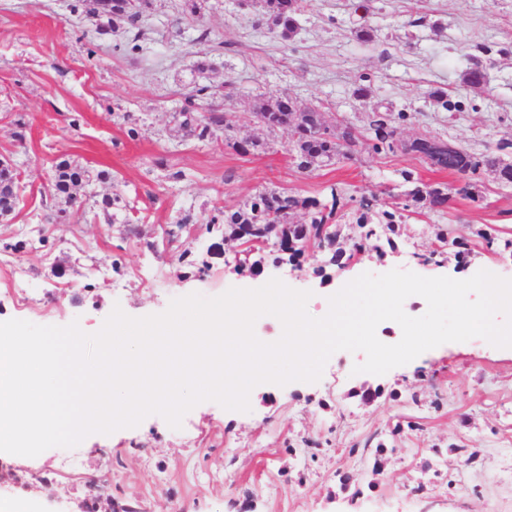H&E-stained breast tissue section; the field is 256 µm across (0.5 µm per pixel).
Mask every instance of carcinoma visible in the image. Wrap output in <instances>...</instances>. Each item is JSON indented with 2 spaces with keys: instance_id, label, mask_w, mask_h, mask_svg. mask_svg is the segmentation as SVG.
<instances>
[{
  "instance_id": "cac0c4a2",
  "label": "carcinoma",
  "mask_w": 512,
  "mask_h": 512,
  "mask_svg": "<svg viewBox=\"0 0 512 512\" xmlns=\"http://www.w3.org/2000/svg\"><path fill=\"white\" fill-rule=\"evenodd\" d=\"M262 16L271 23L270 31L283 41L294 37L298 25L297 14L299 0H259ZM149 6V0H85L86 12L100 20L98 33L105 34L116 24L138 21L143 10ZM464 83L475 91H481L487 85L486 63L477 60L464 73ZM209 86L195 88L188 95L179 112V127L186 129L199 140H206L214 135L217 126L231 129V121L224 113L208 105ZM257 111L262 114L261 124L269 130L297 126L302 129V136L294 141L293 150L298 167L307 170L312 167L329 165L341 158H349L359 138L343 129L337 133L326 127L322 121L320 109L312 104H302L286 93L269 97L261 101ZM368 128L383 130L381 137L372 135V148L380 150H404L420 155L429 154L433 146L427 139L406 142L399 137L398 127L382 115H375ZM512 148V141L499 140L495 147H486L485 152L477 153L471 147L455 144V155L447 159L446 169L465 179L459 193L472 200L476 199L475 184L472 177L481 167L496 172L498 178L512 179V162H504L507 149ZM404 190L401 192L404 203L402 210H378L371 200L363 198L352 212V220L340 223L337 219L338 198L336 189H331L332 202L327 204L315 197H301L270 190L262 192L237 211H222L221 217H212L207 225L222 223L224 234L233 239L243 237L242 230L247 224H263L283 230V236L271 233L257 237L263 242L274 241L280 245L282 238H288L302 245L308 243L328 252V263L342 267L346 262L362 253L365 244L375 241L372 251L381 259L386 248L393 247L394 237L399 235L404 223L403 211L410 208L439 210L449 202L448 193L440 187H429L411 173H402ZM107 178L105 172H95L76 161H61L51 166L48 173L47 189L51 196L64 202V207L57 209L52 220L65 224L69 220V210L80 209L86 202L85 188L92 182ZM16 174L13 168L0 162V216L14 212L18 204L15 191ZM304 210L309 215L306 224L291 222L294 212Z\"/></svg>"
}]
</instances>
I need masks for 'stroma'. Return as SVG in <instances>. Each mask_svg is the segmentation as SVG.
Here are the masks:
<instances>
[{
    "mask_svg": "<svg viewBox=\"0 0 512 512\" xmlns=\"http://www.w3.org/2000/svg\"><path fill=\"white\" fill-rule=\"evenodd\" d=\"M75 2L0 0V160L15 168L20 192L0 223V322H74L93 334L117 306L144 317L178 297L273 278L310 292L312 315L366 272L464 280L486 270L512 279V252L474 234L512 233V187L491 170L476 176L477 202L456 194L458 175L364 143L351 159L304 171L289 131H268L253 116L259 99L285 92L319 105L329 129H360L383 105L398 113L403 140L450 138L483 152L512 137V0H301L298 33L287 42L260 24L257 0H206L197 15L183 13L180 0H151L136 25L107 35L72 12ZM362 26L372 41L357 38ZM473 56L490 63L488 92L462 82ZM203 57L211 68L199 76ZM198 83L231 117L227 135L201 141L179 128ZM361 85L368 98L355 96ZM438 88L458 111L433 99ZM241 139L262 146L242 155L232 146ZM60 158L107 171L109 180L88 191L120 193L127 223H105L92 204L68 223H46L55 206L46 173ZM405 171L454 194L443 210L410 214L381 260L368 251L341 269L310 249L302 268L267 257L240 274L238 242L206 227L214 210L281 188L338 193L348 212L365 196L390 210L402 201ZM188 213L193 223L182 224ZM438 224L467 241L465 262L423 263L441 247ZM364 359L341 350L317 382L257 385L247 413L205 401L178 429L152 414L73 448L0 452V498L28 496L37 512H512V348L481 338L445 343L383 375L354 373ZM370 438L384 443L383 454L366 447ZM470 454L474 462L462 466ZM344 472L354 476L345 489Z\"/></svg>",
    "mask_w": 512,
    "mask_h": 512,
    "instance_id": "1",
    "label": "stroma"
}]
</instances>
